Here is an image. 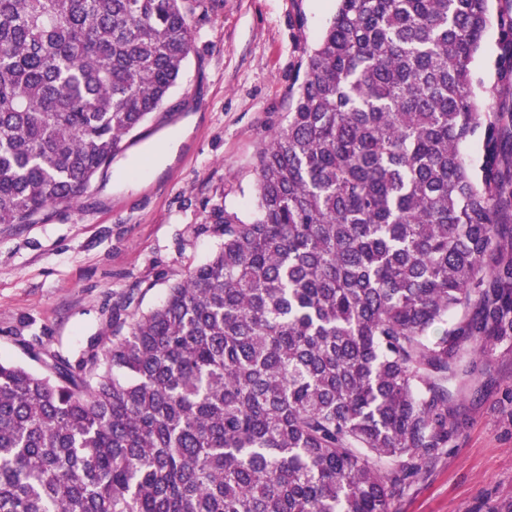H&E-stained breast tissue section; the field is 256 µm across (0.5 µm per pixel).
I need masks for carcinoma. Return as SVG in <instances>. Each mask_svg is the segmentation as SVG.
<instances>
[{"label":"carcinoma","mask_w":512,"mask_h":512,"mask_svg":"<svg viewBox=\"0 0 512 512\" xmlns=\"http://www.w3.org/2000/svg\"><path fill=\"white\" fill-rule=\"evenodd\" d=\"M189 2L0 0V224L128 148L193 49ZM488 22L489 0H337L255 218L218 214V250L113 313L106 353L0 359V512H392L459 434L450 386L512 345V132L470 69Z\"/></svg>","instance_id":"1"}]
</instances>
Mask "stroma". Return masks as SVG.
Wrapping results in <instances>:
<instances>
[{
    "label": "stroma",
    "mask_w": 512,
    "mask_h": 512,
    "mask_svg": "<svg viewBox=\"0 0 512 512\" xmlns=\"http://www.w3.org/2000/svg\"><path fill=\"white\" fill-rule=\"evenodd\" d=\"M336 0H203L194 49L141 137L77 202L37 224H0V358L76 359L111 335L118 306L144 312L223 240L219 210L257 211L260 151L286 122ZM496 25L471 69L480 109L512 113ZM187 134L154 177L131 176L177 128ZM460 433L393 503V512H512V346H500L455 403Z\"/></svg>",
    "instance_id": "1"
}]
</instances>
